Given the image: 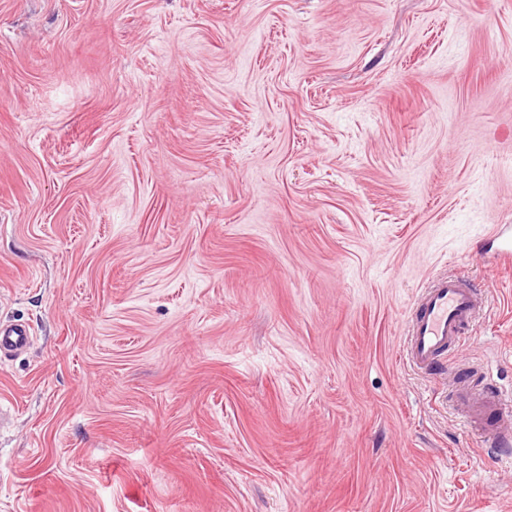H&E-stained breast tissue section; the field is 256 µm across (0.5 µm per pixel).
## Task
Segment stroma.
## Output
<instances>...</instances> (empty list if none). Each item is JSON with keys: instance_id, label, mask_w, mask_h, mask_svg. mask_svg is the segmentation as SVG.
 <instances>
[{"instance_id": "obj_1", "label": "stroma", "mask_w": 512, "mask_h": 512, "mask_svg": "<svg viewBox=\"0 0 512 512\" xmlns=\"http://www.w3.org/2000/svg\"><path fill=\"white\" fill-rule=\"evenodd\" d=\"M512 0H0V512H512ZM477 295L457 276L434 279L417 297L404 356L421 371L440 365L472 322ZM31 343L29 328L20 322L0 323V356L26 352ZM456 401L463 418L481 428L496 457L511 456L512 421L504 411L500 390L473 393L462 373L456 381Z\"/></svg>"}]
</instances>
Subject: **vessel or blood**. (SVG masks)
<instances>
[{"instance_id": "obj_1", "label": "vessel or blood", "mask_w": 512, "mask_h": 512, "mask_svg": "<svg viewBox=\"0 0 512 512\" xmlns=\"http://www.w3.org/2000/svg\"><path fill=\"white\" fill-rule=\"evenodd\" d=\"M477 308L470 285L456 276L434 279L417 297L410 315L404 356L417 369L440 365L460 340ZM31 343L28 327L20 322L0 323V355L16 356ZM456 401L463 418L481 428L498 456L512 454V415L503 408L500 390H469L465 377L456 381Z\"/></svg>"}]
</instances>
